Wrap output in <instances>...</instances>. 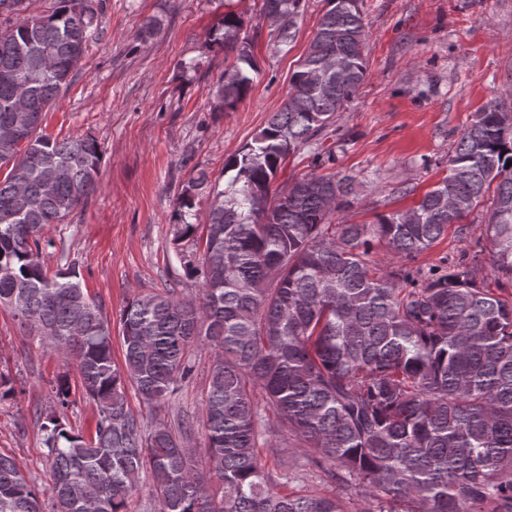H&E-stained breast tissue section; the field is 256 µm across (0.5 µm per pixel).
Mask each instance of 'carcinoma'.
I'll use <instances>...</instances> for the list:
<instances>
[{"mask_svg":"<svg viewBox=\"0 0 512 512\" xmlns=\"http://www.w3.org/2000/svg\"><path fill=\"white\" fill-rule=\"evenodd\" d=\"M359 0H327L287 99L224 162L220 191L201 172L177 197L178 239L204 226L184 262L194 299L173 288L137 295L121 316L124 363L112 357L102 302L74 268L50 277L41 230L98 186L92 136L38 132L98 30L90 0H56L51 13L0 28V307L47 345L74 358L82 395L96 407L86 435L66 423L67 375L57 411L40 425L53 482L40 488L0 453V512H127L146 474L158 512H343L339 495L288 493L258 448L284 429L316 456L340 492L365 491L364 512H512V113L487 105L448 156V176L413 208L374 224H332L350 204L351 176L306 174L272 189L287 157L336 118L364 80ZM302 0H263L278 42L296 33ZM247 25L224 14L211 41L224 49L216 91L227 111L251 88ZM495 186L489 222L493 291L460 259L444 274L377 272L372 241L412 259L428 250ZM209 198L205 211L196 199ZM213 352L201 413L172 429L134 414L133 389L158 406L193 378L190 350ZM200 426L207 472L189 442Z\"/></svg>","mask_w":512,"mask_h":512,"instance_id":"carcinoma-1","label":"carcinoma"}]
</instances>
